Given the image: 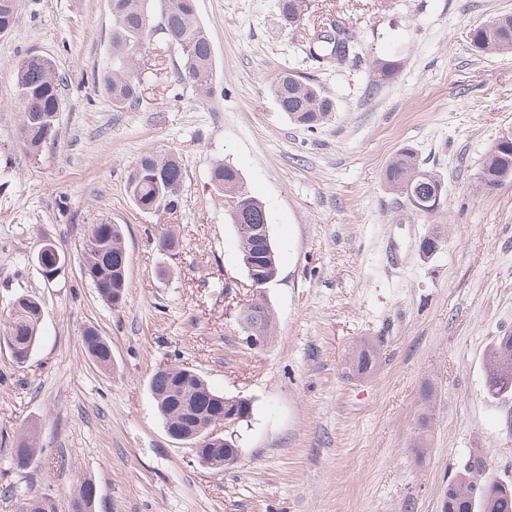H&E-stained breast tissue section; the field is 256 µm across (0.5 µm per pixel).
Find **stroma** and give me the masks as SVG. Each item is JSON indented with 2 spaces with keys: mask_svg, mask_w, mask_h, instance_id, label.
<instances>
[{
  "mask_svg": "<svg viewBox=\"0 0 512 512\" xmlns=\"http://www.w3.org/2000/svg\"><path fill=\"white\" fill-rule=\"evenodd\" d=\"M0 38V321L15 298L41 307L38 344L16 364L0 345V512L44 496L71 512L83 479L95 512H438L461 459L481 450L490 475L512 482V396L490 398L483 359L512 333V181L474 192L478 168L512 134V53L475 51L470 31L512 0H310L299 32L276 0H197L211 40L217 92L170 87L177 50L158 45L141 73L143 104L114 111L99 80L108 62V0H16ZM352 30L357 64L307 58L326 20ZM35 52L65 78L56 139L31 157L18 133L14 71ZM399 61L376 80L373 63ZM311 78L336 110L316 129L294 124L269 79ZM408 148L447 185L436 216L397 204L385 183ZM184 169L171 213H142L126 192L145 153ZM238 169L269 215L278 276L265 297L271 338L253 346L239 323L251 282L228 203L210 184L214 163ZM120 225L127 298L103 301L84 275L91 227ZM444 241L419 250L434 226ZM178 239L172 253L156 240ZM52 240L66 256L56 279L33 262ZM112 345L96 366L81 335ZM373 374H349L361 341ZM164 363L190 368L217 393L250 400L235 424L239 461L202 465L172 438L149 389ZM432 388V447L412 450L424 388ZM38 453L13 467L28 424Z\"/></svg>",
  "mask_w": 512,
  "mask_h": 512,
  "instance_id": "stroma-1",
  "label": "stroma"
}]
</instances>
